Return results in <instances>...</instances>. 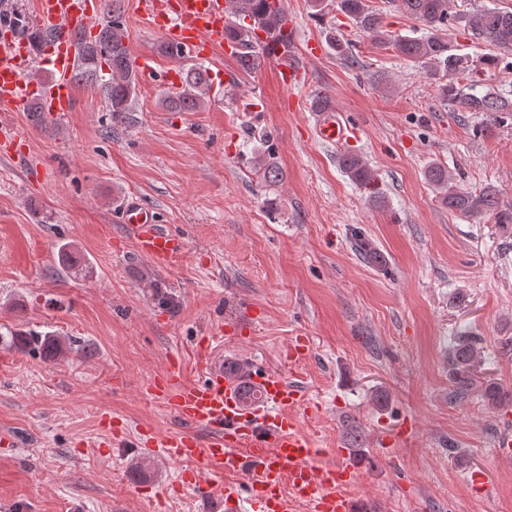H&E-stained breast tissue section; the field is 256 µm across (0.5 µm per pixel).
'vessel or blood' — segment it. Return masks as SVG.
Masks as SVG:
<instances>
[{"label": "vessel or blood", "mask_w": 512, "mask_h": 512, "mask_svg": "<svg viewBox=\"0 0 512 512\" xmlns=\"http://www.w3.org/2000/svg\"><path fill=\"white\" fill-rule=\"evenodd\" d=\"M40 27L51 33L49 42L34 46L18 21L0 24V110L18 112L31 99H39L45 112L65 122L71 112L75 86L76 46L73 32L96 25L103 15L102 0H36ZM230 0H137L142 25L160 32L176 56L202 59L207 49L219 47L234 54L235 44L227 36ZM260 44L276 61L283 86L294 90L306 82L283 41L266 34ZM51 73L49 82H37L33 68ZM314 135L329 145L342 144L346 127L334 113H318ZM21 137L10 123L0 124V156L22 161L13 146ZM123 223L132 229L138 252L158 269L166 270L186 252L183 235L157 224L154 214L136 199L120 207ZM212 339L196 342L201 381L187 384L179 364L147 387L149 398L161 400L183 427L165 436L147 435L148 455L172 461L202 462L212 475L195 474L185 482L186 490L215 503L220 512H358L344 491L353 483L358 467L353 463L318 464L316 443L305 434L294 415L305 407L303 391L278 374L253 371L250 381L258 393L256 403H245L237 381L223 368H210ZM229 482H221V475Z\"/></svg>", "instance_id": "b4317fda"}]
</instances>
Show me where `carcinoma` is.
Here are the masks:
<instances>
[{
	"instance_id": "1",
	"label": "carcinoma",
	"mask_w": 512,
	"mask_h": 512,
	"mask_svg": "<svg viewBox=\"0 0 512 512\" xmlns=\"http://www.w3.org/2000/svg\"><path fill=\"white\" fill-rule=\"evenodd\" d=\"M454 0H398L400 11L415 20L424 30L420 36H392L384 29L381 15L372 9L369 0H336V11L356 29L374 38L375 42L391 49L394 54L413 62L438 83L443 100L459 112H482L489 117L512 116V97L483 83L481 73L504 61L512 66V10L481 6L457 16ZM238 22L228 27L227 36L240 46L238 63L246 74H253L265 63L259 46L258 30L274 32L284 41L293 39L294 31L285 29L288 12L284 0H234ZM461 20L468 35L492 47V53L476 59L452 52L451 46L437 34L440 29ZM128 33L114 18L102 25L91 41L76 37L78 66L76 81L96 85L112 113V122L122 123L132 111L139 79L131 66ZM108 71H103V67ZM208 74L203 66L188 63L183 73L181 90L161 99L163 108L178 112H196L207 103ZM258 171L264 179H279V169L267 161L265 154L256 158ZM343 173L363 189L368 200L380 204L383 194L373 171L363 157L352 151L339 156ZM428 180L436 187L442 204L465 217L489 214L503 227L512 225V206L500 202L499 191L485 187L480 191H463L455 174L448 168L433 164L427 170ZM352 237L359 255L370 264H383L380 250L361 231L353 230ZM13 343H22L49 355H60L67 344L57 336H40L33 332L11 334ZM479 357L478 339L459 336L449 354L448 372L457 392L467 394L473 386V367ZM479 397L490 407L499 409L512 401V393L495 385L479 391Z\"/></svg>"
}]
</instances>
